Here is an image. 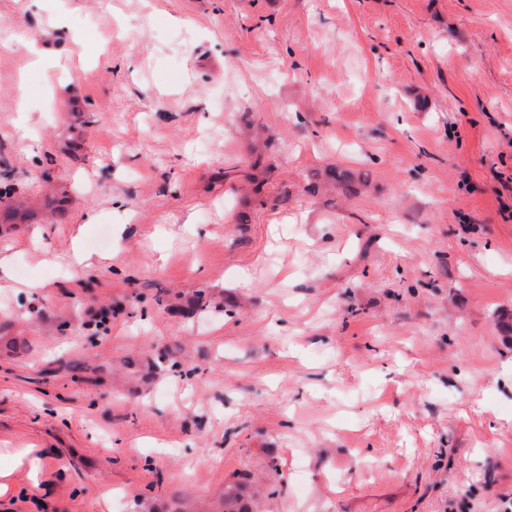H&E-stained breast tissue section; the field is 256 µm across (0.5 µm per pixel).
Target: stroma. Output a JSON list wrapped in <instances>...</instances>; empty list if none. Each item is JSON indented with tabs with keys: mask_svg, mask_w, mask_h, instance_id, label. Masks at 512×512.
<instances>
[{
	"mask_svg": "<svg viewBox=\"0 0 512 512\" xmlns=\"http://www.w3.org/2000/svg\"><path fill=\"white\" fill-rule=\"evenodd\" d=\"M510 207L512 0H0V512H502ZM219 511L222 512H250L252 511L251 496L243 482H236L227 486L224 498L221 500Z\"/></svg>",
	"mask_w": 512,
	"mask_h": 512,
	"instance_id": "1",
	"label": "stroma"
}]
</instances>
